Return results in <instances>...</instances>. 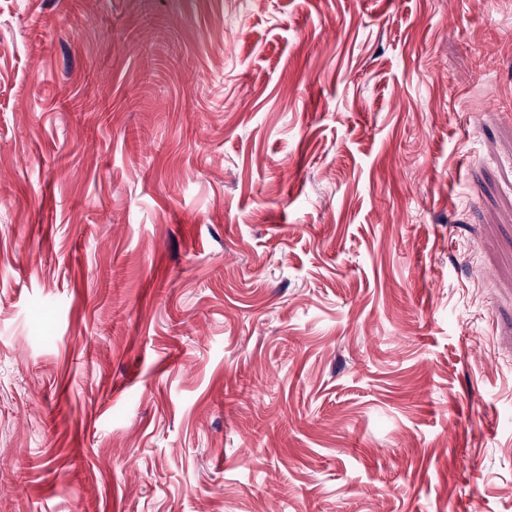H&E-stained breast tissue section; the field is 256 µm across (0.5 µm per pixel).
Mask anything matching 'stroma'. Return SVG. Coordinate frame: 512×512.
<instances>
[{
    "label": "stroma",
    "mask_w": 512,
    "mask_h": 512,
    "mask_svg": "<svg viewBox=\"0 0 512 512\" xmlns=\"http://www.w3.org/2000/svg\"><path fill=\"white\" fill-rule=\"evenodd\" d=\"M0 512H512V0H0Z\"/></svg>",
    "instance_id": "35a3bbf8"
}]
</instances>
